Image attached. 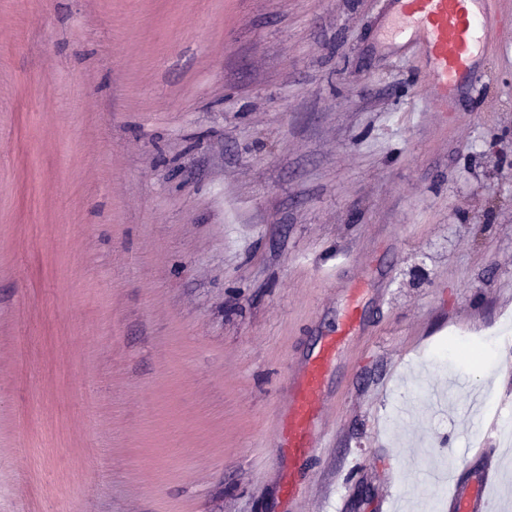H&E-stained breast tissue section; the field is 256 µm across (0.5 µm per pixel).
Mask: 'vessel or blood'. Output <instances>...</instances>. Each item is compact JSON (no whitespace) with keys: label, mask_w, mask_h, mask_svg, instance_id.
Here are the masks:
<instances>
[{"label":"vessel or blood","mask_w":512,"mask_h":512,"mask_svg":"<svg viewBox=\"0 0 512 512\" xmlns=\"http://www.w3.org/2000/svg\"><path fill=\"white\" fill-rule=\"evenodd\" d=\"M488 2L390 0L394 18L390 37L421 54L426 84L441 111H453L455 101L475 87L486 50L503 25L501 15L491 12ZM367 330L357 309H350L335 335L322 337L317 351L306 356L292 375L288 408L277 428L278 446L289 463L308 459L324 441L319 421L327 397L328 369L350 337ZM472 456L475 467L468 477L455 480L447 512H493L489 488L499 473L500 448H478Z\"/></svg>","instance_id":"b4317fda"}]
</instances>
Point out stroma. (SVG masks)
I'll return each mask as SVG.
<instances>
[{"mask_svg":"<svg viewBox=\"0 0 512 512\" xmlns=\"http://www.w3.org/2000/svg\"><path fill=\"white\" fill-rule=\"evenodd\" d=\"M384 8L0 0V512H283L288 474L294 512H437L429 463L512 422V22L446 114ZM367 331L368 325L362 316L356 308H351L344 322L337 326L336 336L322 337L318 350L306 356L292 375L288 409L277 428V446L288 454L289 465L308 459L313 448H320L326 437L319 429V421L327 397L328 369L351 336Z\"/></svg>","mask_w":512,"mask_h":512,"instance_id":"1","label":"stroma"}]
</instances>
